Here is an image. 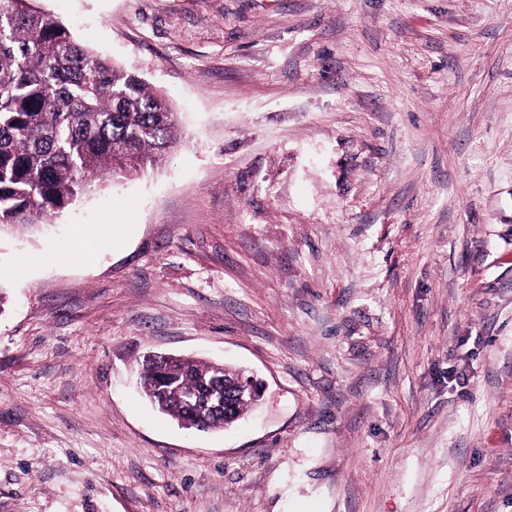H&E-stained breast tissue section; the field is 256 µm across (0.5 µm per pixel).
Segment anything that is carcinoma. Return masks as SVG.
<instances>
[{"label": "carcinoma", "mask_w": 512, "mask_h": 512, "mask_svg": "<svg viewBox=\"0 0 512 512\" xmlns=\"http://www.w3.org/2000/svg\"><path fill=\"white\" fill-rule=\"evenodd\" d=\"M177 141L176 113L139 76L74 40L32 0H0V228L43 224L108 175L161 162ZM216 367L185 358L165 385L138 364L145 395L177 422H195L186 398ZM239 402L206 428H227Z\"/></svg>", "instance_id": "cac0c4a2"}]
</instances>
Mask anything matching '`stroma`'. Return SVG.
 <instances>
[{"instance_id": "35a3bbf8", "label": "stroma", "mask_w": 512, "mask_h": 512, "mask_svg": "<svg viewBox=\"0 0 512 512\" xmlns=\"http://www.w3.org/2000/svg\"><path fill=\"white\" fill-rule=\"evenodd\" d=\"M178 142L0 231V512H512V0H34ZM149 353L263 381L227 431ZM174 356L171 354H148L146 359L173 371ZM144 358L138 364L137 380L145 395L164 413L180 422L195 424L196 414L186 403V398L212 382L218 367L185 358L173 371L171 381L160 385L156 379V367Z\"/></svg>"}]
</instances>
